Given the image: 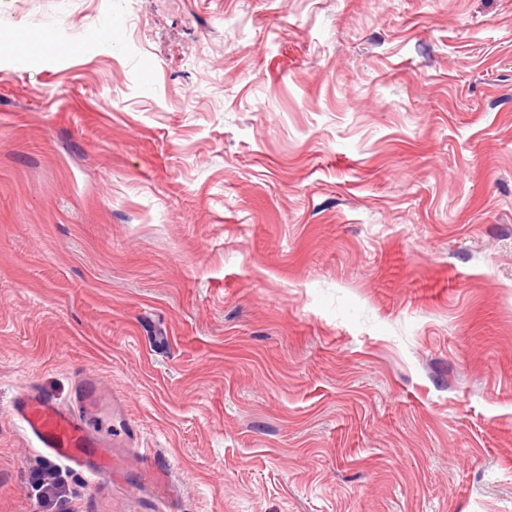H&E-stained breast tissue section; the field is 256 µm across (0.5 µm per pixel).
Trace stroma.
<instances>
[{
  "mask_svg": "<svg viewBox=\"0 0 512 512\" xmlns=\"http://www.w3.org/2000/svg\"><path fill=\"white\" fill-rule=\"evenodd\" d=\"M0 31V512H512V0ZM82 370L176 500L62 463L44 499L10 402Z\"/></svg>",
  "mask_w": 512,
  "mask_h": 512,
  "instance_id": "1",
  "label": "stroma"
}]
</instances>
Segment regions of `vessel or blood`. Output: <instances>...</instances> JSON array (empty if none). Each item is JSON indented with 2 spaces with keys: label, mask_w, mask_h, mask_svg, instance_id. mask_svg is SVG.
I'll list each match as a JSON object with an SVG mask.
<instances>
[{
  "label": "vessel or blood",
  "mask_w": 512,
  "mask_h": 512,
  "mask_svg": "<svg viewBox=\"0 0 512 512\" xmlns=\"http://www.w3.org/2000/svg\"><path fill=\"white\" fill-rule=\"evenodd\" d=\"M10 413L50 462L79 470L93 482L121 478L170 500L180 492L165 462H155L147 472L134 466L126 450L136 440L139 426L127 418L120 400L109 398L98 375L75 377L70 405L28 388L13 397Z\"/></svg>",
  "instance_id": "vessel-or-blood-1"
}]
</instances>
